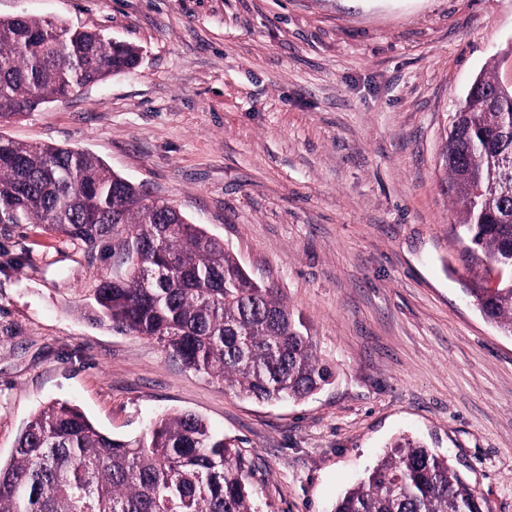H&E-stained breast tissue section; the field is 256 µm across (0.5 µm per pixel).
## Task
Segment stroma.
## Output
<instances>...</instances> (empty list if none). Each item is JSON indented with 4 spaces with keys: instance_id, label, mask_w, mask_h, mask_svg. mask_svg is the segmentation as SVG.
I'll return each mask as SVG.
<instances>
[{
    "instance_id": "obj_1",
    "label": "stroma",
    "mask_w": 512,
    "mask_h": 512,
    "mask_svg": "<svg viewBox=\"0 0 512 512\" xmlns=\"http://www.w3.org/2000/svg\"><path fill=\"white\" fill-rule=\"evenodd\" d=\"M21 13L141 58L0 134L170 201L278 289L336 380L300 403L239 396L85 317L124 228L85 247L0 224V458L52 402L117 438L192 411L234 441L261 512H331L402 434L512 512V337L463 292L485 264L439 166L473 79L512 86V0H0Z\"/></svg>"
}]
</instances>
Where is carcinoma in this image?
Returning <instances> with one entry per match:
<instances>
[{
  "label": "carcinoma",
  "mask_w": 512,
  "mask_h": 512,
  "mask_svg": "<svg viewBox=\"0 0 512 512\" xmlns=\"http://www.w3.org/2000/svg\"><path fill=\"white\" fill-rule=\"evenodd\" d=\"M140 51L22 14L0 17V121L128 72ZM458 224L488 264L512 269V88L482 73L440 154ZM0 224H43L93 246L128 229L127 272L92 290L89 315L158 343L187 368L266 403L299 402L335 376L303 318L199 224L84 151L0 136ZM469 302L512 336V278L473 282ZM235 444L193 412L135 439L74 405L38 409L0 461V512H259ZM333 512H483L448 458L403 435Z\"/></svg>",
  "instance_id": "cac0c4a2"
}]
</instances>
